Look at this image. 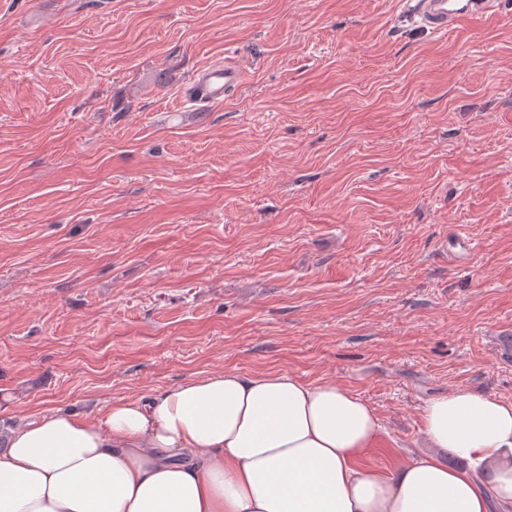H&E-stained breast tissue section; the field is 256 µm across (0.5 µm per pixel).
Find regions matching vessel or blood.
I'll list each match as a JSON object with an SVG mask.
<instances>
[{
	"label": "vessel or blood",
	"instance_id": "1",
	"mask_svg": "<svg viewBox=\"0 0 512 512\" xmlns=\"http://www.w3.org/2000/svg\"><path fill=\"white\" fill-rule=\"evenodd\" d=\"M410 20L420 29L443 35L465 20L488 18L498 13L497 0H410ZM245 70L238 59L207 64L190 76L194 101L203 106L222 103L241 87Z\"/></svg>",
	"mask_w": 512,
	"mask_h": 512
}]
</instances>
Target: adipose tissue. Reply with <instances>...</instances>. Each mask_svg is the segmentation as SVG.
<instances>
[{
  "mask_svg": "<svg viewBox=\"0 0 512 512\" xmlns=\"http://www.w3.org/2000/svg\"><path fill=\"white\" fill-rule=\"evenodd\" d=\"M429 454L357 468L381 435L349 388L279 373L191 377L90 418L9 430L0 512H491L512 507V401L458 388L421 410Z\"/></svg>",
  "mask_w": 512,
  "mask_h": 512,
  "instance_id": "obj_1",
  "label": "adipose tissue"
}]
</instances>
